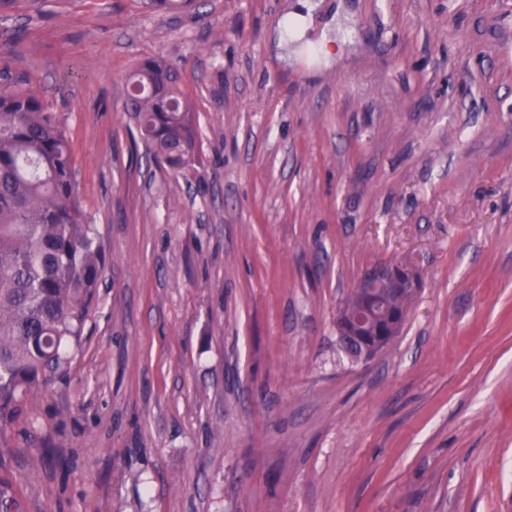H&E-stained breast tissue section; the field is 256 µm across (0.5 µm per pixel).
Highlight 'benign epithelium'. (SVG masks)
Wrapping results in <instances>:
<instances>
[{"label": "benign epithelium", "instance_id": "7a95c632", "mask_svg": "<svg viewBox=\"0 0 512 512\" xmlns=\"http://www.w3.org/2000/svg\"><path fill=\"white\" fill-rule=\"evenodd\" d=\"M384 285L396 288L404 296H413L420 288L417 273L398 262L378 264L363 276L354 291L351 309L341 312L337 320L339 337L349 344L362 345L361 352L355 355L357 359L367 360L384 349L381 321H389L393 331L407 319L406 307L395 308L376 294L375 289Z\"/></svg>", "mask_w": 512, "mask_h": 512}]
</instances>
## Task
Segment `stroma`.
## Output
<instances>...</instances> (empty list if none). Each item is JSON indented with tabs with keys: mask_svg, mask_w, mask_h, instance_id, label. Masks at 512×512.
<instances>
[{
	"mask_svg": "<svg viewBox=\"0 0 512 512\" xmlns=\"http://www.w3.org/2000/svg\"><path fill=\"white\" fill-rule=\"evenodd\" d=\"M155 57L199 160L148 156ZM105 248L82 344L0 441L10 512H512V0H38L0 70ZM421 286L368 360L366 270ZM180 81L179 72L165 61L146 59L124 82L125 109L148 154L173 171L198 161V117ZM383 285L388 286L383 292L391 303L401 299L389 288H396L403 296H414L420 288L417 273L398 262L378 264L363 276L354 291L351 309L347 312L342 310L337 320L340 339L344 337L348 344L359 342L363 346L355 355L356 359L367 360L384 349L382 336L386 334L381 328V321L388 320L394 333L407 319L408 309L405 306L395 308L376 294L375 288Z\"/></svg>",
	"mask_w": 512,
	"mask_h": 512,
	"instance_id": "35a3bbf8",
	"label": "stroma"
}]
</instances>
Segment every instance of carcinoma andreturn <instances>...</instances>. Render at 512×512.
<instances>
[{
  "instance_id": "cac0c4a2",
  "label": "carcinoma",
  "mask_w": 512,
  "mask_h": 512,
  "mask_svg": "<svg viewBox=\"0 0 512 512\" xmlns=\"http://www.w3.org/2000/svg\"><path fill=\"white\" fill-rule=\"evenodd\" d=\"M195 0H147L156 10ZM0 438L81 345L105 254L76 191L70 144L39 96L1 71ZM179 72L160 59L124 82L125 109L148 154L170 169L198 161V117Z\"/></svg>"
}]
</instances>
